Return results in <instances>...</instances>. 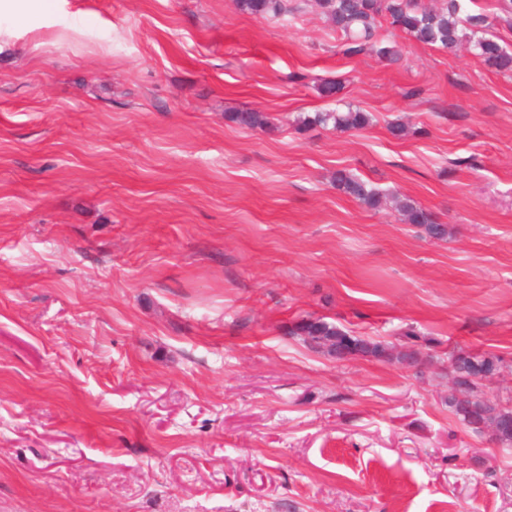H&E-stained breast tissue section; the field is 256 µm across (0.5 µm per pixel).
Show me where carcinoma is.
Returning a JSON list of instances; mask_svg holds the SVG:
<instances>
[{"mask_svg":"<svg viewBox=\"0 0 512 512\" xmlns=\"http://www.w3.org/2000/svg\"><path fill=\"white\" fill-rule=\"evenodd\" d=\"M322 14L332 25L336 35L347 45L346 52L359 53L367 48L376 49L383 58L397 55L390 37L395 30L409 34L415 41L437 45L452 53L464 46L478 52L486 64L499 72H512V52L492 38L478 35L485 19L466 13L467 0H441L437 7H429L423 0H317ZM240 11L266 18L291 13L288 0H237ZM229 119L247 129L263 130L271 123L265 112L245 110L232 112ZM369 123L366 113L349 109L317 112L304 120L306 126H332L349 131L364 128ZM336 189L368 208L379 207L382 195L369 181L336 172ZM396 208L409 223L422 226L428 237L443 239L448 226L438 223L430 212L409 199L396 201ZM291 334L304 337L311 347L336 357L367 354L388 358L387 347L360 337L351 336L321 318L302 319ZM477 383L459 390V395L448 400L455 415L468 427L479 432L493 425L501 433L500 443L512 444V408L491 404L474 395Z\"/></svg>","mask_w":512,"mask_h":512,"instance_id":"obj_1","label":"carcinoma"}]
</instances>
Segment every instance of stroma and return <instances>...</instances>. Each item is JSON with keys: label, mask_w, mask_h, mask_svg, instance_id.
Wrapping results in <instances>:
<instances>
[{"label": "stroma", "mask_w": 512, "mask_h": 512, "mask_svg": "<svg viewBox=\"0 0 512 512\" xmlns=\"http://www.w3.org/2000/svg\"><path fill=\"white\" fill-rule=\"evenodd\" d=\"M511 1L469 7L510 50ZM394 42L344 55L316 0L0 13V512H512V444L448 405L461 349L512 405V74ZM336 108L371 123L297 126ZM237 5L240 11L262 18L299 10V7L288 6V0H237ZM229 119L242 128L252 130H263L271 123V118L267 113L257 110L233 112L230 113ZM336 189L344 195L360 202L371 209H377L382 195L369 181L349 175L343 171L336 172ZM396 208L402 212L410 224L422 226L429 238L444 239L448 235L447 225L438 223L430 212L409 199H398ZM293 335L304 336V341L312 348L336 357L350 354H367L376 358H389V349L360 337L350 336L322 318H303L292 331Z\"/></svg>", "instance_id": "35a3bbf8"}]
</instances>
